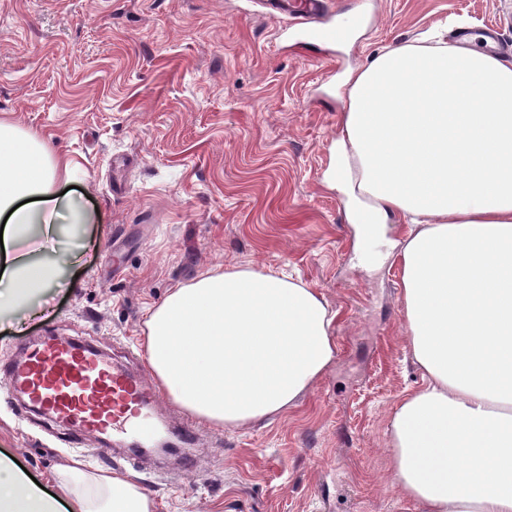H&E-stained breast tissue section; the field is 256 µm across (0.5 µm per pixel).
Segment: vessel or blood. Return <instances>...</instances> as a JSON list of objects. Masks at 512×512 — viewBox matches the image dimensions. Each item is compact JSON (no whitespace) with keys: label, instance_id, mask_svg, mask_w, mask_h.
<instances>
[{"label":"vessel or blood","instance_id":"obj_1","mask_svg":"<svg viewBox=\"0 0 512 512\" xmlns=\"http://www.w3.org/2000/svg\"><path fill=\"white\" fill-rule=\"evenodd\" d=\"M265 15L285 18L278 30L283 44L300 46L322 33L341 42L344 24L336 20L332 0H259ZM8 377L9 394L48 421L78 429L67 447L83 451V435L99 436L97 456H113L142 469L141 447L147 440L170 445L175 466H159L161 480L176 468L195 465L193 424L171 426L158 413L161 394L127 361L110 356L94 344L69 336H44L24 355L0 366Z\"/></svg>","mask_w":512,"mask_h":512}]
</instances>
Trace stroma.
I'll use <instances>...</instances> for the list:
<instances>
[{
	"mask_svg": "<svg viewBox=\"0 0 512 512\" xmlns=\"http://www.w3.org/2000/svg\"><path fill=\"white\" fill-rule=\"evenodd\" d=\"M504 20L512 0H378L330 68L326 45L294 53L245 0H0V119L47 140L100 216L40 315L0 320V361L26 336H75L143 352L150 306L209 271L251 266L313 288L334 312L332 367L288 412L239 429L201 423L200 468L167 485L60 448L0 391V454L55 493L79 460L141 485L155 512H416L388 445L397 404L425 379L400 319L404 227L360 244L324 175L341 126L331 91L391 41L440 33L448 17Z\"/></svg>",
	"mask_w": 512,
	"mask_h": 512,
	"instance_id": "1",
	"label": "stroma"
}]
</instances>
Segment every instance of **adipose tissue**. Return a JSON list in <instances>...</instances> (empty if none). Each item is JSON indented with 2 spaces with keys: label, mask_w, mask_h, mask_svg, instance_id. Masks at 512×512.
Here are the masks:
<instances>
[{
  "label": "adipose tissue",
  "mask_w": 512,
  "mask_h": 512,
  "mask_svg": "<svg viewBox=\"0 0 512 512\" xmlns=\"http://www.w3.org/2000/svg\"><path fill=\"white\" fill-rule=\"evenodd\" d=\"M340 134L325 182L350 219H413L399 254L401 318L426 379L388 429L397 480L420 512H512V60L476 48L392 42L337 86ZM0 315L36 316L77 255L47 242L93 210L62 189L71 167L0 123ZM334 316L285 274L209 272L153 304L147 361L193 416L238 428L279 415L336 358ZM44 494L0 458V512H153L138 485L66 466Z\"/></svg>",
  "instance_id": "obj_1"
}]
</instances>
